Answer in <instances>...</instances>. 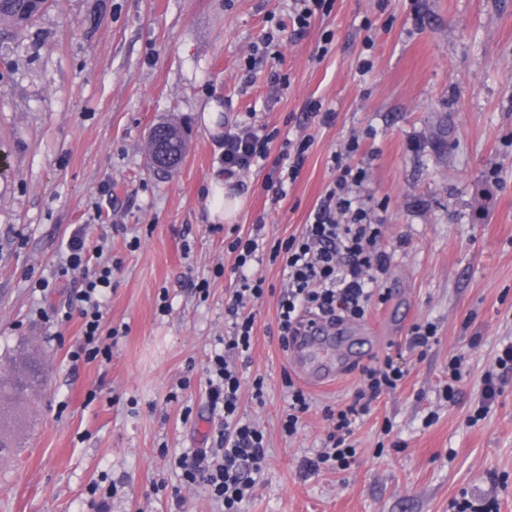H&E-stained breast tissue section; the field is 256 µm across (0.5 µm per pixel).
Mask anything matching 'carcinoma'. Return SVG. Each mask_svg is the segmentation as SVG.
I'll return each mask as SVG.
<instances>
[{"instance_id":"1","label":"carcinoma","mask_w":512,"mask_h":512,"mask_svg":"<svg viewBox=\"0 0 512 512\" xmlns=\"http://www.w3.org/2000/svg\"><path fill=\"white\" fill-rule=\"evenodd\" d=\"M47 0H0V25L5 23L25 30L45 6ZM162 131L148 149L165 148L171 153L186 150L182 128L172 122L160 124ZM44 384L39 362L29 354L21 355L12 373L0 377V452L10 454L16 445L15 432L29 419L26 401Z\"/></svg>"}]
</instances>
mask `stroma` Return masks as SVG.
Listing matches in <instances>:
<instances>
[{
  "instance_id": "stroma-1",
  "label": "stroma",
  "mask_w": 512,
  "mask_h": 512,
  "mask_svg": "<svg viewBox=\"0 0 512 512\" xmlns=\"http://www.w3.org/2000/svg\"><path fill=\"white\" fill-rule=\"evenodd\" d=\"M290 9L49 0L28 29L0 27V377L31 339L47 365L32 429L0 458V512H213L204 486H181L171 456L215 447L221 427L204 371L230 333L236 276L231 225L209 219L210 182L224 174V124L246 118L276 131L271 158L297 136L313 144L282 199L265 190V167L226 182L241 230L263 223L271 243L298 234L337 175L332 155L355 136L349 162L367 171L360 193L383 243L408 244L384 278L388 301L355 324V365L331 386L304 383L313 405L291 436L281 429L293 371L277 336L281 265L258 266L267 292L242 371L265 393L243 396L241 413L264 429L268 453L242 512H457L464 497L512 512V373L488 413L469 420L512 341V0H330L302 32ZM269 34L277 56L250 61ZM318 104L334 112L330 124L313 116ZM166 118L189 127L168 173L146 148ZM78 224L108 237L121 261L103 308L120 330L107 362L72 359L79 318L51 327L36 316L66 303L70 282L34 284ZM201 279L205 299L192 287ZM419 321L438 338L422 357L405 346ZM387 355L407 376L357 423L354 463L304 476L329 431L326 409L350 403L361 368ZM456 355L465 373L449 403L442 387Z\"/></svg>"
}]
</instances>
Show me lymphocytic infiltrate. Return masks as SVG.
Listing matches in <instances>:
<instances>
[{
  "label": "lymphocytic infiltrate",
  "instance_id": "obj_1",
  "mask_svg": "<svg viewBox=\"0 0 512 512\" xmlns=\"http://www.w3.org/2000/svg\"><path fill=\"white\" fill-rule=\"evenodd\" d=\"M275 132H264L242 121L224 130V175L233 177L254 167H263ZM338 174L327 186L299 234L266 246L261 225L235 234L227 249L235 256L238 274L234 291L225 302L232 334L223 350L214 352L206 366L205 383L212 415L224 427L214 448H197L175 458L184 485H204L218 512H239L241 503L255 485L254 476L266 463L263 430L240 414L243 388L262 400L264 384L245 385L236 358H248L255 341V305L264 297L266 281L254 273L263 259L280 261L286 287L277 309L281 346H288L303 322L310 317L338 322L365 319L376 306L385 304L389 291L383 286L394 253L382 246V227L372 221L358 193L366 172L344 165L334 156ZM85 226L72 229L61 246L63 259L54 265L40 287L80 274L81 286L71 293L63 319L79 316L81 339L74 359L110 360L112 351L104 338L110 330L103 321L102 307L112 291V260L103 256V245L87 246ZM406 372L392 357L362 367L361 381L350 404L328 410L332 423L323 451L308 461L310 472L324 468L348 469L356 456L351 441L358 420L371 411L382 394L397 390Z\"/></svg>",
  "mask_w": 512,
  "mask_h": 512
}]
</instances>
